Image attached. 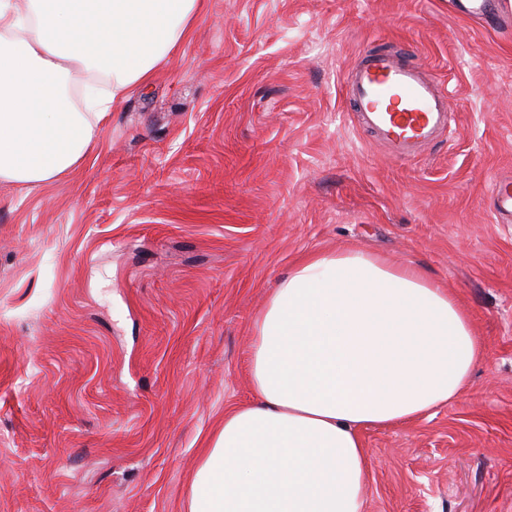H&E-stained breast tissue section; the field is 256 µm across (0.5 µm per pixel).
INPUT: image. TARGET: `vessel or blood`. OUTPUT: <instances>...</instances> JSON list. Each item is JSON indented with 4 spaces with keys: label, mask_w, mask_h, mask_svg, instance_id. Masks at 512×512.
<instances>
[{
    "label": "vessel or blood",
    "mask_w": 512,
    "mask_h": 512,
    "mask_svg": "<svg viewBox=\"0 0 512 512\" xmlns=\"http://www.w3.org/2000/svg\"><path fill=\"white\" fill-rule=\"evenodd\" d=\"M458 15L512 25L500 0H453ZM357 126L396 159L417 157L451 128L448 93L400 46L367 51L345 80ZM496 223H512V179L493 182Z\"/></svg>",
    "instance_id": "vessel-or-blood-1"
}]
</instances>
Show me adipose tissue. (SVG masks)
<instances>
[{"label": "adipose tissue", "instance_id": "ef3b65f1", "mask_svg": "<svg viewBox=\"0 0 512 512\" xmlns=\"http://www.w3.org/2000/svg\"><path fill=\"white\" fill-rule=\"evenodd\" d=\"M202 5L0 0V182L38 188L80 167ZM482 355L469 315L418 268L360 250L310 256L253 323V398L225 413L186 512H364L361 431L456 399Z\"/></svg>", "mask_w": 512, "mask_h": 512}]
</instances>
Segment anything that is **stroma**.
I'll return each instance as SVG.
<instances>
[{"label": "stroma", "mask_w": 512, "mask_h": 512, "mask_svg": "<svg viewBox=\"0 0 512 512\" xmlns=\"http://www.w3.org/2000/svg\"><path fill=\"white\" fill-rule=\"evenodd\" d=\"M403 45L450 92L451 138L400 161L351 121L347 71ZM512 30L448 0H204L84 165L0 183V512H185L252 327L303 257L411 263L484 355L466 393L370 427L365 512H512ZM494 206L492 214L497 224L512 223V180L500 178L493 182L491 189Z\"/></svg>", "instance_id": "1"}]
</instances>
